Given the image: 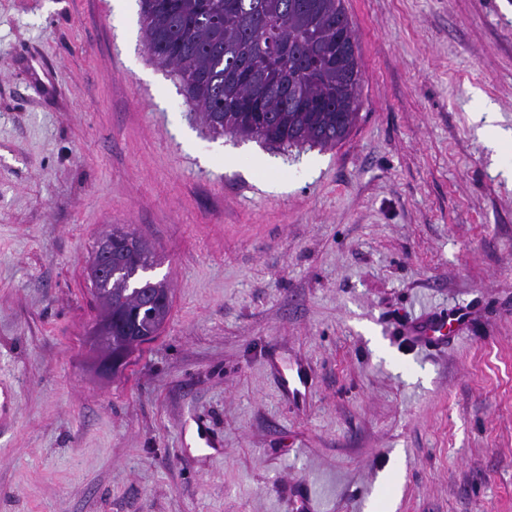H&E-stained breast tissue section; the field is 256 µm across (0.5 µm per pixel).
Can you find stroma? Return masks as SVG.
Returning a JSON list of instances; mask_svg holds the SVG:
<instances>
[{"mask_svg": "<svg viewBox=\"0 0 512 512\" xmlns=\"http://www.w3.org/2000/svg\"><path fill=\"white\" fill-rule=\"evenodd\" d=\"M344 6L356 125L283 152L189 111L139 0H0V512H512V177L471 122L479 90L512 130V0ZM113 225L172 310L106 377L86 266ZM451 302L448 349L401 336Z\"/></svg>", "mask_w": 512, "mask_h": 512, "instance_id": "1", "label": "stroma"}]
</instances>
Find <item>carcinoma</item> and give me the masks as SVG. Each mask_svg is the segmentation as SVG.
Here are the masks:
<instances>
[{"mask_svg":"<svg viewBox=\"0 0 512 512\" xmlns=\"http://www.w3.org/2000/svg\"><path fill=\"white\" fill-rule=\"evenodd\" d=\"M150 59L176 75L189 111L216 135L277 150L333 149L358 118L362 71L344 0H139ZM277 37L286 51L267 57ZM152 246L112 228V279L90 283L112 308V355L123 367L164 328L170 288L151 276Z\"/></svg>","mask_w":512,"mask_h":512,"instance_id":"cac0c4a2","label":"carcinoma"}]
</instances>
